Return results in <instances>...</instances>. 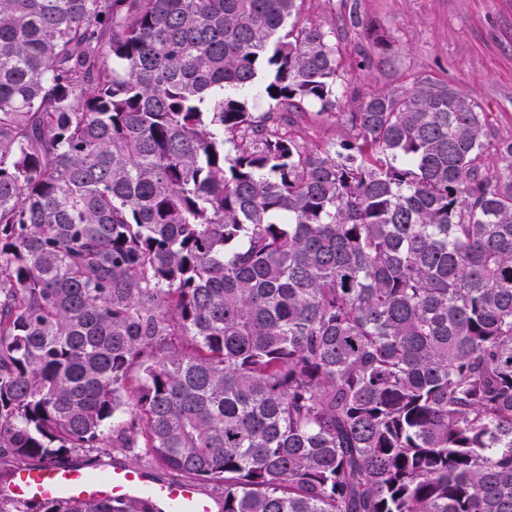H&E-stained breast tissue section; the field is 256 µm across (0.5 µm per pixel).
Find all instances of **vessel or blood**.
<instances>
[{"label":"vessel or blood","mask_w":512,"mask_h":512,"mask_svg":"<svg viewBox=\"0 0 512 512\" xmlns=\"http://www.w3.org/2000/svg\"><path fill=\"white\" fill-rule=\"evenodd\" d=\"M0 495L23 502L140 499L153 512H220L216 499L194 481L160 478L151 470L109 460L94 468L79 460L21 466L0 483Z\"/></svg>","instance_id":"b4317fda"}]
</instances>
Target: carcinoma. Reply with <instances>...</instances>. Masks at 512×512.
<instances>
[{
    "label": "carcinoma",
    "instance_id": "cac0c4a2",
    "mask_svg": "<svg viewBox=\"0 0 512 512\" xmlns=\"http://www.w3.org/2000/svg\"><path fill=\"white\" fill-rule=\"evenodd\" d=\"M305 2L0 0L1 470L120 448L223 512H512V135L450 81L341 89ZM328 2L351 71L390 63ZM336 36L339 37L340 43L348 55H355L358 45L367 44L366 34L361 29L351 27H343L336 16Z\"/></svg>",
    "mask_w": 512,
    "mask_h": 512
}]
</instances>
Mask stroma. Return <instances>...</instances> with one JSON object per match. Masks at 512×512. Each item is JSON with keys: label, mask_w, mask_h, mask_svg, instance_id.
<instances>
[{"label": "stroma", "mask_w": 512, "mask_h": 512, "mask_svg": "<svg viewBox=\"0 0 512 512\" xmlns=\"http://www.w3.org/2000/svg\"><path fill=\"white\" fill-rule=\"evenodd\" d=\"M364 20L394 36L395 62L371 61L362 92L402 93L415 81H452L512 133V0H359Z\"/></svg>", "instance_id": "1"}]
</instances>
